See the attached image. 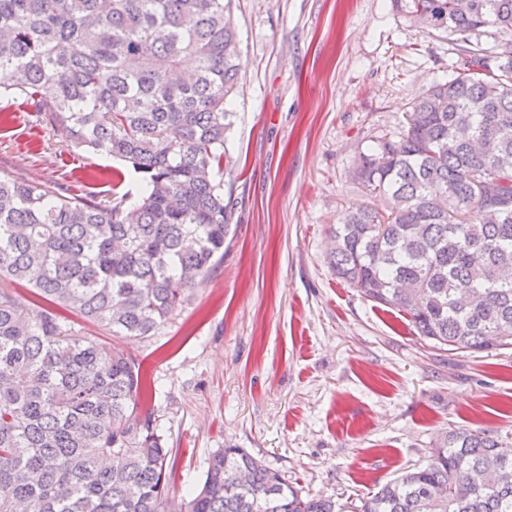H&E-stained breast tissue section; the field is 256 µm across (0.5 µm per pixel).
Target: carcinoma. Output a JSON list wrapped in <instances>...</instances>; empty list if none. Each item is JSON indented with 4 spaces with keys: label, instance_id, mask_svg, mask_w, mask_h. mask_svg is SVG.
Wrapping results in <instances>:
<instances>
[{
    "label": "carcinoma",
    "instance_id": "1",
    "mask_svg": "<svg viewBox=\"0 0 512 512\" xmlns=\"http://www.w3.org/2000/svg\"><path fill=\"white\" fill-rule=\"evenodd\" d=\"M458 41L448 79L382 136L354 177L386 195L332 230L330 266L448 351L512 346V0H394ZM232 0H0V99L67 147L123 163L110 198L0 176V512H512V455L483 431L444 436L427 463L340 504L302 497L242 448H220L169 501L172 450L141 409V364L68 328L154 334L224 260L228 108L240 75ZM497 181L494 200L472 179ZM483 32L473 36L472 41L480 44L481 47L489 49L492 53H502L512 49V33L498 31L494 28H483Z\"/></svg>",
    "mask_w": 512,
    "mask_h": 512
}]
</instances>
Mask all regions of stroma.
Segmentation results:
<instances>
[{"mask_svg": "<svg viewBox=\"0 0 512 512\" xmlns=\"http://www.w3.org/2000/svg\"><path fill=\"white\" fill-rule=\"evenodd\" d=\"M242 71L224 173L234 231L224 261L154 335L128 340L77 313L67 324L132 354L175 466L199 484L234 445L301 495L356 499L424 465L444 434L512 448V347L448 353L407 316L336 278L330 234L360 206L386 209L352 172L397 134L457 59L453 37L392 0H236ZM118 161L67 150L25 108L0 125V176L111 196Z\"/></svg>", "mask_w": 512, "mask_h": 512, "instance_id": "stroma-1", "label": "stroma"}]
</instances>
